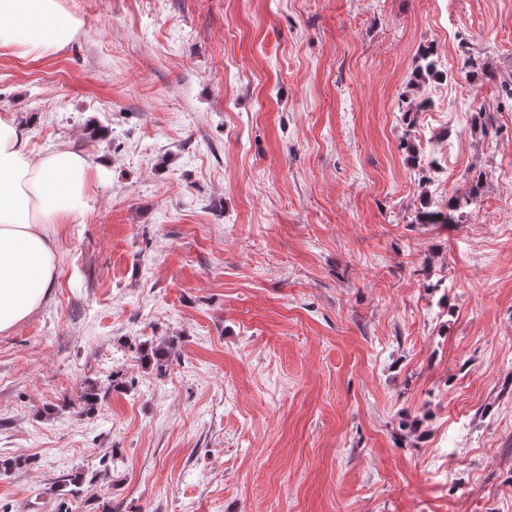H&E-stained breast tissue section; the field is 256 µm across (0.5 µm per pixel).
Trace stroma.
<instances>
[{"instance_id":"35a3bbf8","label":"stroma","mask_w":512,"mask_h":512,"mask_svg":"<svg viewBox=\"0 0 512 512\" xmlns=\"http://www.w3.org/2000/svg\"><path fill=\"white\" fill-rule=\"evenodd\" d=\"M63 5L81 36L0 56V118L105 170L0 334V512H512V0ZM415 77L421 80L441 79L447 75L440 69L437 49L434 45L422 46L416 56ZM482 186V174L473 177L471 186L462 193H453L448 197L442 208L431 211H421L417 215V223L420 224H456L455 218L463 209L473 204V200L480 195ZM170 359L169 347L155 346L141 351L140 362L148 369H156L158 372L165 371Z\"/></svg>"}]
</instances>
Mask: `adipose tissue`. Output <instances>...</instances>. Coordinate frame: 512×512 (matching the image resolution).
Listing matches in <instances>:
<instances>
[{
    "label": "adipose tissue",
    "mask_w": 512,
    "mask_h": 512,
    "mask_svg": "<svg viewBox=\"0 0 512 512\" xmlns=\"http://www.w3.org/2000/svg\"><path fill=\"white\" fill-rule=\"evenodd\" d=\"M81 22L61 0H0V51L38 60L76 39ZM94 168L83 153L34 152L23 126L0 119V333L50 298L55 227L84 214Z\"/></svg>",
    "instance_id": "ef3b65f1"
}]
</instances>
